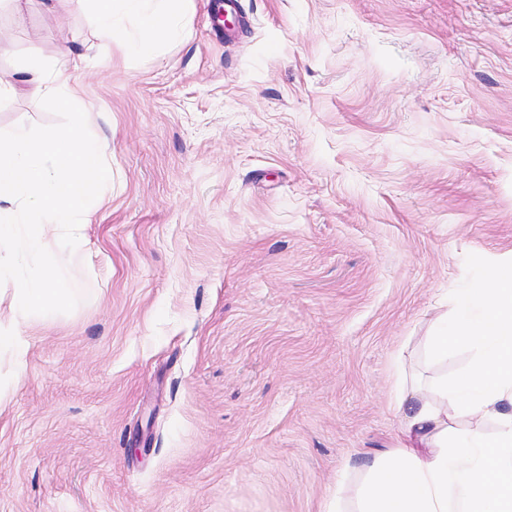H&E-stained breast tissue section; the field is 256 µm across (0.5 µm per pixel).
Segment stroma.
I'll use <instances>...</instances> for the list:
<instances>
[{
  "label": "stroma",
  "mask_w": 512,
  "mask_h": 512,
  "mask_svg": "<svg viewBox=\"0 0 512 512\" xmlns=\"http://www.w3.org/2000/svg\"><path fill=\"white\" fill-rule=\"evenodd\" d=\"M208 0L146 53L86 0L0 13V71L90 59L112 200L0 363V512H326L398 444L436 303L512 254V0ZM19 95L0 137L69 125Z\"/></svg>",
  "instance_id": "obj_1"
}]
</instances>
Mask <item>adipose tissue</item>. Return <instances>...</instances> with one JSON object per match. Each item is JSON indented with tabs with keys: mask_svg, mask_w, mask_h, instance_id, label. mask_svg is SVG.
<instances>
[{
	"mask_svg": "<svg viewBox=\"0 0 512 512\" xmlns=\"http://www.w3.org/2000/svg\"><path fill=\"white\" fill-rule=\"evenodd\" d=\"M105 44L130 54L152 48L188 23L191 0H91ZM86 54L66 49L52 67L0 73V104L18 92L50 98L70 110L73 126L40 138L17 131L0 138V242L13 254L0 262V355L22 359L23 326L66 304L68 267L80 257L93 203L112 189L101 144L78 137L90 118L80 108L77 71ZM438 361L467 352L452 377L422 385L399 377L393 403L403 411V437L392 459L369 466L349 512H512V258L493 263L481 287L457 288L425 338Z\"/></svg>",
	"mask_w": 512,
	"mask_h": 512,
	"instance_id": "adipose-tissue-1",
	"label": "adipose tissue"
}]
</instances>
